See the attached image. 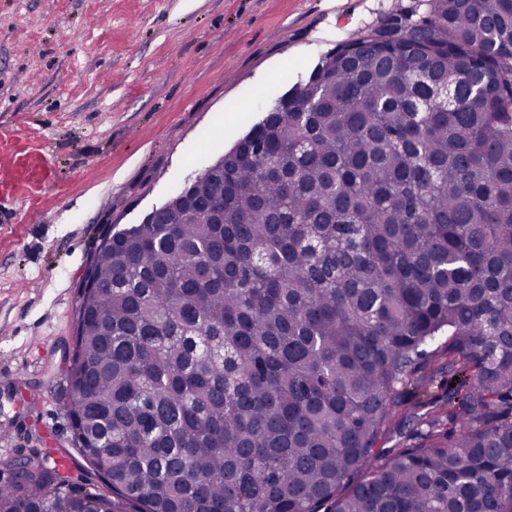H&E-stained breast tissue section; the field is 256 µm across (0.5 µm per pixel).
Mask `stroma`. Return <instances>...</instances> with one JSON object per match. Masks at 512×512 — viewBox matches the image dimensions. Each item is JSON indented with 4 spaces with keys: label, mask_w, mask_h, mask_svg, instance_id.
Returning a JSON list of instances; mask_svg holds the SVG:
<instances>
[{
    "label": "stroma",
    "mask_w": 512,
    "mask_h": 512,
    "mask_svg": "<svg viewBox=\"0 0 512 512\" xmlns=\"http://www.w3.org/2000/svg\"><path fill=\"white\" fill-rule=\"evenodd\" d=\"M422 0H0V471L90 490L62 356L107 230L177 195L337 45Z\"/></svg>",
    "instance_id": "35a3bbf8"
}]
</instances>
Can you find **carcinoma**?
Segmentation results:
<instances>
[{
    "label": "carcinoma",
    "instance_id": "carcinoma-1",
    "mask_svg": "<svg viewBox=\"0 0 512 512\" xmlns=\"http://www.w3.org/2000/svg\"><path fill=\"white\" fill-rule=\"evenodd\" d=\"M332 56L106 232L65 402L104 490L37 458L0 512H512V0ZM432 357L456 387L378 447Z\"/></svg>",
    "mask_w": 512,
    "mask_h": 512
}]
</instances>
